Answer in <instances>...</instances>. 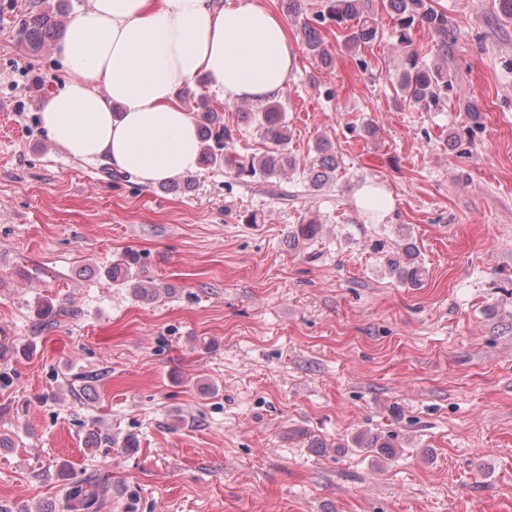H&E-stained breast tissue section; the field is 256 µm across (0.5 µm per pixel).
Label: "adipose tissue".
<instances>
[{
  "instance_id": "obj_1",
  "label": "adipose tissue",
  "mask_w": 512,
  "mask_h": 512,
  "mask_svg": "<svg viewBox=\"0 0 512 512\" xmlns=\"http://www.w3.org/2000/svg\"><path fill=\"white\" fill-rule=\"evenodd\" d=\"M56 53L66 77L40 109L51 141L146 185L198 167L197 122L180 88L206 75L233 99L263 103L285 89L299 58L263 0H90Z\"/></svg>"
}]
</instances>
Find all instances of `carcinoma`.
<instances>
[{"instance_id":"carcinoma-1","label":"carcinoma","mask_w":512,"mask_h":512,"mask_svg":"<svg viewBox=\"0 0 512 512\" xmlns=\"http://www.w3.org/2000/svg\"><path fill=\"white\" fill-rule=\"evenodd\" d=\"M66 0H54L35 11L29 12L18 23L20 41L30 50L39 51L55 42L62 33L61 17L66 10ZM386 12L393 19L392 36L402 49L403 63L400 68L398 87L403 100L424 106H438L454 90L448 78L445 63L428 64L413 48V33L420 27L430 30L441 44L443 57H448V41L455 31L448 14L432 7L430 0H323V9L316 21L336 24V34L344 46L353 50L373 43L379 34L378 11ZM302 42L307 52L323 68L333 64L334 55L327 47L321 30L311 21L303 22ZM202 112L198 113V125L203 143L201 162L222 164L224 168L245 176H260L264 179L278 178L299 167L308 171V182L315 190L324 188L336 172L338 161L324 143H318L317 155L309 161H301L288 151L290 130L283 106L278 101H269L256 112L241 113V120L256 122L260 135L269 148L259 156L240 158L230 151L233 129L224 124V117L209 106L207 99L200 98ZM319 225L310 220L296 225L288 239L297 246L314 239ZM405 260H387L390 271L406 285H418L425 273L418 261L415 248L405 244L401 248ZM137 258L131 254L113 261L107 270L112 281L127 284L132 294L140 299L152 300L159 293V286L139 280L131 272ZM38 315L45 319V329L57 326L62 311L54 309L51 301L38 304ZM109 486L97 475L70 483L64 495L62 512H100L108 497Z\"/></svg>"}]
</instances>
